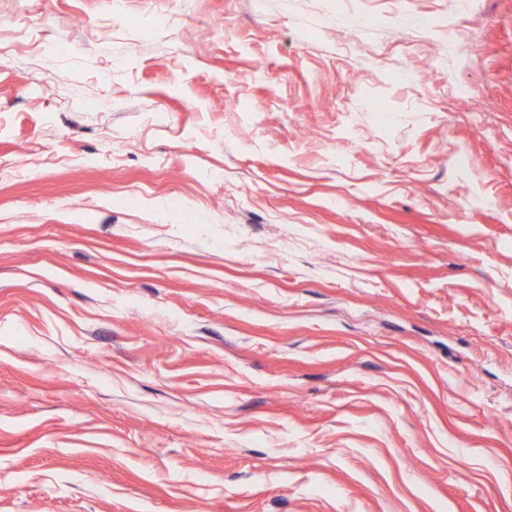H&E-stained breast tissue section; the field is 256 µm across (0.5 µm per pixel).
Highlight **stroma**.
Instances as JSON below:
<instances>
[{
    "label": "stroma",
    "mask_w": 512,
    "mask_h": 512,
    "mask_svg": "<svg viewBox=\"0 0 512 512\" xmlns=\"http://www.w3.org/2000/svg\"><path fill=\"white\" fill-rule=\"evenodd\" d=\"M0 512H512V0H0Z\"/></svg>",
    "instance_id": "35a3bbf8"
}]
</instances>
